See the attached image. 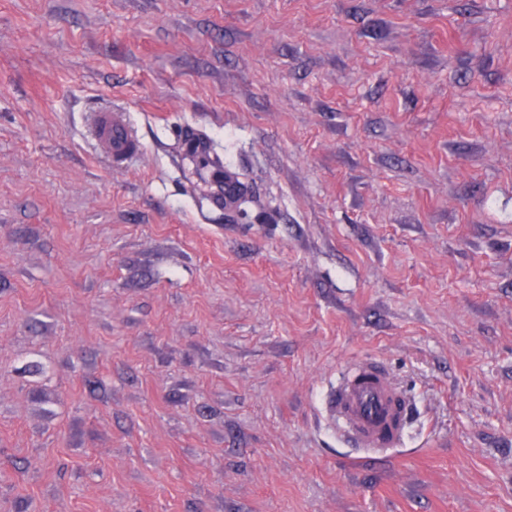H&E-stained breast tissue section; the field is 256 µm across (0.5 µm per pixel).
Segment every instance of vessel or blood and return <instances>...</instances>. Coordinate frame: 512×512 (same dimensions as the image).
I'll return each mask as SVG.
<instances>
[{
    "mask_svg": "<svg viewBox=\"0 0 512 512\" xmlns=\"http://www.w3.org/2000/svg\"><path fill=\"white\" fill-rule=\"evenodd\" d=\"M93 152L108 169L120 170L138 157L142 143L130 128L125 109L108 106L88 119ZM411 403L376 362L343 368L326 407L327 421L354 446L373 453L401 447L409 431Z\"/></svg>",
    "mask_w": 512,
    "mask_h": 512,
    "instance_id": "vessel-or-blood-1",
    "label": "vessel or blood"
}]
</instances>
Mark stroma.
Wrapping results in <instances>:
<instances>
[{
	"mask_svg": "<svg viewBox=\"0 0 512 512\" xmlns=\"http://www.w3.org/2000/svg\"><path fill=\"white\" fill-rule=\"evenodd\" d=\"M0 512H512V0H0ZM90 148L110 170H121L138 157L142 143L130 128L124 108L108 106L92 112L88 119ZM411 403L377 362H357L336 378L326 407L330 427L357 448L380 453L403 445Z\"/></svg>",
	"mask_w": 512,
	"mask_h": 512,
	"instance_id": "obj_1",
	"label": "stroma"
}]
</instances>
